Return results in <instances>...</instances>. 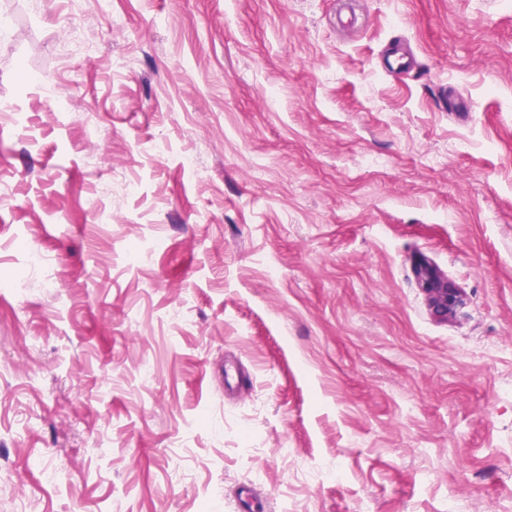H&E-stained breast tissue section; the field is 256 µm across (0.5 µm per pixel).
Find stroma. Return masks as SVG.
<instances>
[{
  "label": "stroma",
  "mask_w": 512,
  "mask_h": 512,
  "mask_svg": "<svg viewBox=\"0 0 512 512\" xmlns=\"http://www.w3.org/2000/svg\"><path fill=\"white\" fill-rule=\"evenodd\" d=\"M1 16L0 512H512V0ZM414 272L426 296L431 313L441 321L448 320L465 303V296L455 283L448 280L436 266L418 259Z\"/></svg>",
  "instance_id": "stroma-1"
}]
</instances>
